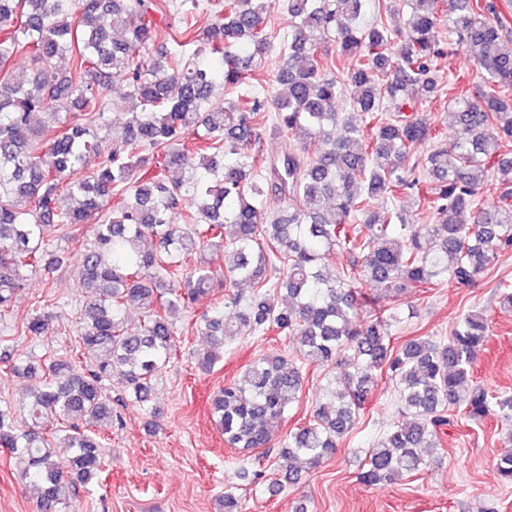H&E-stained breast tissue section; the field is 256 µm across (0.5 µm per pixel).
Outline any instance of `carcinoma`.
Returning a JSON list of instances; mask_svg holds the SVG:
<instances>
[{
	"instance_id": "1",
	"label": "carcinoma",
	"mask_w": 512,
	"mask_h": 512,
	"mask_svg": "<svg viewBox=\"0 0 512 512\" xmlns=\"http://www.w3.org/2000/svg\"><path fill=\"white\" fill-rule=\"evenodd\" d=\"M403 2L400 30L385 22L390 0H286L282 37L267 22L274 0H224L201 31L182 12L185 41L167 51L156 48L149 0H0V69L22 55L31 65L19 81L0 80V312L29 275L64 262L52 232L91 224L94 235L78 263L82 362L13 361L0 370L27 379L24 424L0 403V449L36 488L37 512H66L78 486L102 472L94 428L114 421L106 378L122 375L128 396L150 401L176 354L170 312L210 295L214 275L201 258L211 249L224 250V287L250 291L227 297L231 319L218 307L200 315L209 346L196 354L199 369L221 359L226 339L275 332L292 343L215 392L212 419L229 447L276 446L286 468L301 458L316 468L359 423L383 373L396 381L407 419L369 451L359 473L366 485L423 469L422 449L439 446L458 408L474 424L512 420L511 395L468 384L488 343L485 311L467 313L446 340L418 336L399 347L396 313L360 317L357 282L395 295L448 280L470 287L512 251V36L494 0ZM330 41L355 58L348 73L327 67ZM276 47L278 93L241 90ZM453 49L472 59L481 84L448 80L453 134L412 164L432 139L439 61ZM218 81L234 95L214 98ZM109 89L134 103L110 138L100 135ZM266 112L297 148L271 160L263 177ZM90 155L99 163L84 175ZM490 158L497 204L482 200ZM269 190L288 209L266 220ZM422 190L430 224L406 223L393 205L373 207ZM180 207L185 223H170ZM337 247L351 256L340 268L327 260ZM130 306L145 314L133 332ZM58 317L36 310L25 335L50 334ZM303 361L328 367L327 384L308 424L278 439L299 401ZM49 417L67 429L43 431Z\"/></svg>"
}]
</instances>
